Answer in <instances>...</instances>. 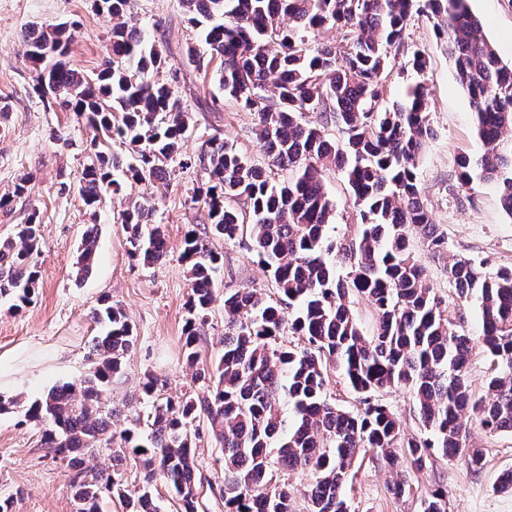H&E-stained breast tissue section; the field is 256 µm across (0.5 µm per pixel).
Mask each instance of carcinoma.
Instances as JSON below:
<instances>
[{"label":"carcinoma","mask_w":512,"mask_h":512,"mask_svg":"<svg viewBox=\"0 0 512 512\" xmlns=\"http://www.w3.org/2000/svg\"><path fill=\"white\" fill-rule=\"evenodd\" d=\"M469 0H182L186 21L198 31L185 59L201 70L221 63L218 83L226 98L254 117L264 161L256 163L219 135L203 142L198 156L207 180L192 196L207 211L210 234L236 240L251 226L253 250L288 308L251 290L224 291V349L212 369L195 373L207 384L199 396H163V381L145 377L148 430L112 432L108 391L134 346L133 326L110 302L95 310L108 325L92 339V371L78 383L56 386L26 409L41 425V441L68 468L75 512H100L106 493L125 512H160L157 480L176 494L178 512H200L202 472L195 423L207 425L221 448L222 475L208 483L224 512H294L296 491L274 480L279 470L304 471L308 512H354L345 492L354 461L369 451L397 466L402 448L410 467L421 470L440 453L467 469L483 468V453L468 444L469 418L489 433L512 434V268L494 273L473 258L453 255L444 266L458 297L476 303L481 332L459 328L426 282L411 240L421 235L430 251L443 252L438 231L421 197L418 164L433 137L426 88L410 86L404 100L386 103L392 61L404 47L414 17L434 21L448 58L476 117L481 151L458 158L463 183L497 186L512 222V63L486 37ZM130 0H94L111 23V53L88 75L66 62L70 25L34 23L22 36L36 72L33 92L47 106L60 104L85 118L94 150L81 173L80 195L88 207L105 194L119 201L130 257L144 266L166 256L159 226L149 211L124 201L121 171L133 182L162 180L167 163L181 157L194 129L191 104L179 95L184 70L168 65L162 23L149 40L128 16ZM337 39L323 42V32ZM168 67L161 81L158 71ZM317 112L321 124L306 114ZM336 128L337 135L325 133ZM117 138L133 161L109 151ZM344 175L357 216L353 236L334 235L336 203L324 173ZM94 225L84 232L76 275H88L97 249ZM44 245L37 212L19 225L16 238L0 240V299L19 310L31 304L40 279L37 257ZM181 262L190 294L183 328L186 360L199 361L218 292L222 257L189 230ZM353 295L368 298L376 312L370 336L350 308ZM301 339L284 348V331ZM480 343L492 358L487 398L468 385L469 359ZM340 371L357 395L352 412L327 398V368ZM405 387L414 397L423 437H406L379 394ZM107 451L111 470L93 471L86 460ZM135 457L142 483L129 490L121 467ZM411 484L404 472L389 485L403 498ZM420 512H448L446 493L435 488Z\"/></svg>","instance_id":"carcinoma-1"}]
</instances>
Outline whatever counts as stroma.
Instances as JSON below:
<instances>
[{
  "label": "stroma",
  "instance_id": "1",
  "mask_svg": "<svg viewBox=\"0 0 512 512\" xmlns=\"http://www.w3.org/2000/svg\"><path fill=\"white\" fill-rule=\"evenodd\" d=\"M499 56L512 61V0H470ZM144 30L162 21L174 56L195 43L181 0H134L131 8ZM67 21L75 24L69 59L85 72H95L110 48L111 25L92 7L91 0H0V196L12 195L23 175H30L29 192L0 209V238L14 236L29 213H38L45 245L39 257L40 281L31 305L16 311L0 300V395L20 397L22 406L0 413V495L14 497V512H75L67 470L51 449L41 444V428L24 417L27 403L52 387L83 379L90 371L92 339L102 325L90 315L104 301L122 306L134 325L136 342L124 360L121 377L112 383L113 430L128 428L145 374L165 381V394H203L205 385L193 380L184 361L183 325L188 316L190 286L181 246L187 229L206 233L202 205L191 196L205 180L198 164L201 145L220 130L235 149L262 162L249 112L225 99L214 79L217 63L207 71L187 68L200 105L194 106L193 135L183 148L187 168H174L169 180L131 182L130 201L152 209L167 242L164 260L145 267L133 261L126 234L118 221V202L102 196L95 209L80 197L83 164L90 150L92 129L73 112L47 108L30 87L36 76L25 56L23 31L32 23ZM423 50V74L395 68L386 87L387 101L399 99L409 83L420 81L429 94L435 134L418 166L419 187L435 224L448 239V252L484 261L488 271L512 267V223L504 218L499 194L489 184L461 185L457 160L475 154L469 99L455 79L448 53L437 41L434 25L413 19L405 32V50ZM68 136L57 141L58 133ZM98 230V246L91 273L77 278L74 263L81 236L88 226ZM221 253L224 288H254L268 297L277 290L258 262L250 235L228 242L211 238ZM413 250L429 284L451 315L460 318L470 335H478L479 313L474 303L460 300L448 282L444 260L414 241ZM469 445L482 449L484 466L470 472L461 460L434 457L422 471L409 472L413 487L402 499L387 491L393 474L377 457L356 460L346 495L356 512H419L427 490L448 495V512H512V493L497 491L500 474L512 468V435L491 434L472 424Z\"/></svg>",
  "mask_w": 512,
  "mask_h": 512
}]
</instances>
